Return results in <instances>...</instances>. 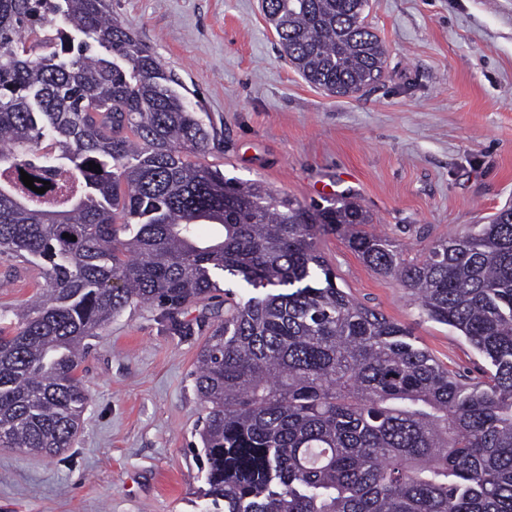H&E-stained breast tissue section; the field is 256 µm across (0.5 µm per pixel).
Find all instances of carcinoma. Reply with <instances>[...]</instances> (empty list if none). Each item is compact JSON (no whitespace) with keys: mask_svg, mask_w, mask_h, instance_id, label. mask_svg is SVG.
Segmentation results:
<instances>
[{"mask_svg":"<svg viewBox=\"0 0 512 512\" xmlns=\"http://www.w3.org/2000/svg\"><path fill=\"white\" fill-rule=\"evenodd\" d=\"M367 8L262 0L281 55L340 97L384 72ZM177 86L107 0H0V255L44 276L0 328V445L64 451L84 341L134 302L191 336L184 308L228 274L277 292L224 293L197 355L209 512H512V206L405 259L344 196L307 205L196 161L211 127ZM201 224L222 237L201 245ZM330 232L465 336L484 380L339 288L317 246Z\"/></svg>","mask_w":512,"mask_h":512,"instance_id":"obj_1","label":"carcinoma"}]
</instances>
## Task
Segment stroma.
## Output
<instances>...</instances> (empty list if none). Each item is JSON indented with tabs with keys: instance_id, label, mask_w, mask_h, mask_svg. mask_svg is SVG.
Returning <instances> with one entry per match:
<instances>
[{
	"instance_id": "stroma-1",
	"label": "stroma",
	"mask_w": 512,
	"mask_h": 512,
	"mask_svg": "<svg viewBox=\"0 0 512 512\" xmlns=\"http://www.w3.org/2000/svg\"><path fill=\"white\" fill-rule=\"evenodd\" d=\"M214 128L203 163L303 203L347 196L402 251L468 232L512 204V0H369L387 48L371 90L337 98L280 55L261 0H109ZM318 248L338 287L410 327L449 370L485 360L462 334L421 316L395 278L343 236ZM40 270L0 258V312ZM205 337L170 334L158 307L131 304L88 342V402L61 454L0 447V512H204L197 458L205 415L191 373Z\"/></svg>"
}]
</instances>
